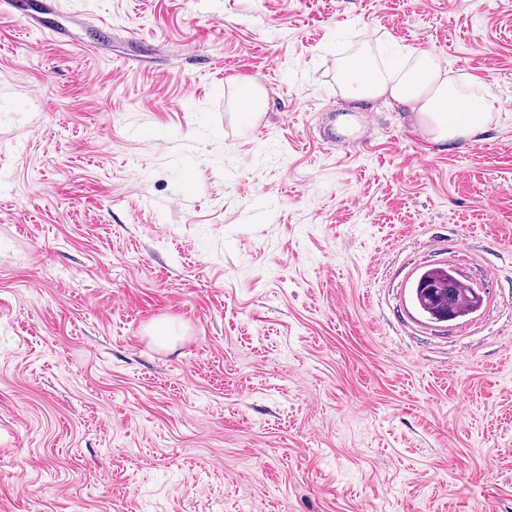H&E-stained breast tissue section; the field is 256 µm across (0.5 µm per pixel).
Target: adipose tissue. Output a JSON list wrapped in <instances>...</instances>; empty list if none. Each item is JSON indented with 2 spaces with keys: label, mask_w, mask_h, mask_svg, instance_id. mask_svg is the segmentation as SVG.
<instances>
[{
  "label": "adipose tissue",
  "mask_w": 512,
  "mask_h": 512,
  "mask_svg": "<svg viewBox=\"0 0 512 512\" xmlns=\"http://www.w3.org/2000/svg\"><path fill=\"white\" fill-rule=\"evenodd\" d=\"M341 80L352 100L386 97L406 108L421 132L438 144L480 140L494 109L491 101L467 94L426 50L406 52L400 64L389 67L361 51L344 62Z\"/></svg>",
  "instance_id": "obj_1"
}]
</instances>
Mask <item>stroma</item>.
<instances>
[{
  "mask_svg": "<svg viewBox=\"0 0 512 512\" xmlns=\"http://www.w3.org/2000/svg\"><path fill=\"white\" fill-rule=\"evenodd\" d=\"M405 46L480 142L346 98ZM0 512H512V0H14ZM238 105L249 116L259 118L264 103V89L256 82L245 83L238 91ZM452 276L450 270L444 267H433L423 271L417 280L426 283L432 288H416L414 283L411 288L412 299L416 307L436 322H448L449 317L453 320L466 316L475 305L481 303V298L474 288L462 281H453V292L448 296V278ZM420 283V284H421Z\"/></svg>",
  "mask_w": 512,
  "mask_h": 512,
  "instance_id": "stroma-1",
  "label": "stroma"
}]
</instances>
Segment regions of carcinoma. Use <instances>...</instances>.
<instances>
[{"label":"carcinoma","instance_id":"carcinoma-1","mask_svg":"<svg viewBox=\"0 0 512 512\" xmlns=\"http://www.w3.org/2000/svg\"><path fill=\"white\" fill-rule=\"evenodd\" d=\"M451 276V271L444 267L429 268L419 275L426 287L411 288L416 307L439 323L448 321L450 317H463L481 303L475 290L461 281L453 282V292H448V278Z\"/></svg>","mask_w":512,"mask_h":512}]
</instances>
